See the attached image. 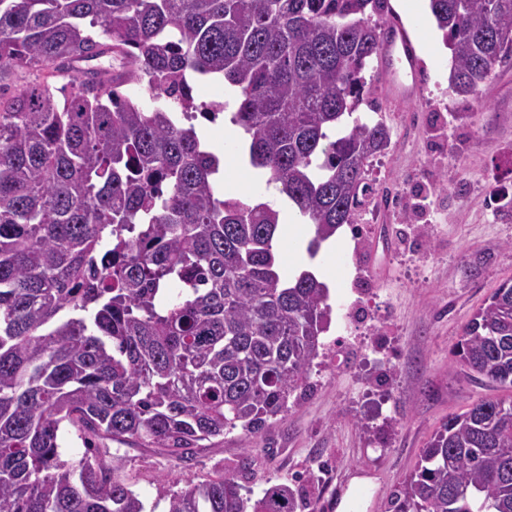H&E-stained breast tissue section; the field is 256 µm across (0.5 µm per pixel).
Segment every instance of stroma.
<instances>
[{"label":"stroma","mask_w":512,"mask_h":512,"mask_svg":"<svg viewBox=\"0 0 512 512\" xmlns=\"http://www.w3.org/2000/svg\"><path fill=\"white\" fill-rule=\"evenodd\" d=\"M384 19L410 32L420 92L393 104L382 63L364 72L357 117L391 131L369 166L372 192L326 257L336 286L325 348L305 395L256 434L225 433L181 461L161 449L110 440L114 476L153 508L159 487L235 476L253 495L288 485L299 512H385L448 416L496 389L449 363L463 325L502 279L512 277V58L477 94L449 86L450 53L428 0H388Z\"/></svg>","instance_id":"stroma-1"}]
</instances>
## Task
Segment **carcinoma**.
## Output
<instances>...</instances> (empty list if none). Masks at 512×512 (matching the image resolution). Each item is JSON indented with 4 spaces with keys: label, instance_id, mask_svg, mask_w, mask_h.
Returning a JSON list of instances; mask_svg holds the SVG:
<instances>
[{
    "label": "carcinoma",
    "instance_id": "carcinoma-1",
    "mask_svg": "<svg viewBox=\"0 0 512 512\" xmlns=\"http://www.w3.org/2000/svg\"><path fill=\"white\" fill-rule=\"evenodd\" d=\"M384 0H0V78H68L0 100V512H145L92 444L174 459L288 409L332 308L311 273L284 278L279 213L226 197L191 120L189 81L235 89L244 161L314 224L307 252L355 222L382 122L352 118L382 53ZM448 80L477 93L512 56V0H429ZM119 72L83 68L109 54ZM146 81L153 105L122 90ZM451 367L512 389V279L461 330ZM70 425L86 452L61 459ZM167 512H296L232 475L164 486ZM387 512H512V399L482 398L431 435Z\"/></svg>",
    "mask_w": 512,
    "mask_h": 512
}]
</instances>
